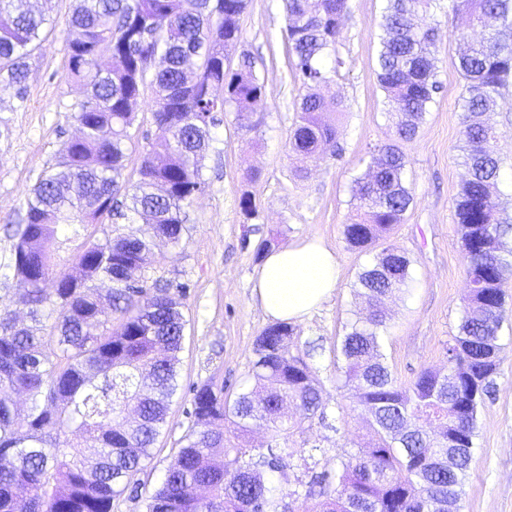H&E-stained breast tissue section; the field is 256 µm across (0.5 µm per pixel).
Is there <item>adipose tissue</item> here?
<instances>
[{
	"label": "adipose tissue",
	"mask_w": 512,
	"mask_h": 512,
	"mask_svg": "<svg viewBox=\"0 0 512 512\" xmlns=\"http://www.w3.org/2000/svg\"><path fill=\"white\" fill-rule=\"evenodd\" d=\"M338 278L335 253L320 241L304 240L265 255L254 295L270 320L299 322L332 297Z\"/></svg>",
	"instance_id": "adipose-tissue-1"
}]
</instances>
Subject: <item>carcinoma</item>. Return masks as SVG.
Returning a JSON list of instances; mask_svg holds the SVG:
<instances>
[{
    "label": "carcinoma",
    "instance_id": "1",
    "mask_svg": "<svg viewBox=\"0 0 512 512\" xmlns=\"http://www.w3.org/2000/svg\"><path fill=\"white\" fill-rule=\"evenodd\" d=\"M0 0V83L24 97L29 59L53 23V0ZM247 0H75L63 34L67 80L83 88L73 106L81 136L66 141L55 164L31 188L14 231L5 283L27 308L19 322L0 307V512H112L152 458L179 390L178 352L187 321L170 280L147 284L143 271L154 241L180 244L185 207L203 192V160L216 115L246 112L265 86L245 61L232 72L224 48L240 35ZM438 0H387L376 58L377 80L395 112L394 142L375 147L368 170L350 187L356 214L343 225L352 250L364 251L413 203L399 143L424 121L437 80ZM288 39L305 93L290 151L304 160L336 147L324 120L342 105L319 88L341 65L337 38L348 0H286ZM448 9L483 31L459 35L458 70L466 81L458 159L466 175L455 200V223L469 284L465 314L448 344V371L423 369L397 382L382 352L385 299L403 292L411 261L386 247L362 267L355 295L366 314L347 327L338 367L370 416L377 443L316 476L319 512H448L464 494L477 417L493 393L501 346L504 255L512 220L497 202L498 132L487 115L512 75V0H450ZM159 59L150 73L146 63ZM154 93L155 132L142 147L139 179L125 161L145 88ZM125 196L124 228L95 239L102 215ZM71 255L78 272L56 268ZM53 281L52 291L44 285ZM110 284L101 294L97 283ZM294 328L276 323L257 337L250 382L234 399L206 383L193 390V426L148 497L146 512H286L260 468L281 471L294 450L288 440L303 421L325 417L318 381L293 353ZM26 396L20 411L18 394ZM297 407L302 420L292 422ZM244 438L267 434L263 448L225 446L224 428Z\"/></svg>",
    "mask_w": 512,
    "mask_h": 512
}]
</instances>
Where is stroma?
I'll return each instance as SVG.
<instances>
[{
    "instance_id": "1",
    "label": "stroma",
    "mask_w": 512,
    "mask_h": 512,
    "mask_svg": "<svg viewBox=\"0 0 512 512\" xmlns=\"http://www.w3.org/2000/svg\"><path fill=\"white\" fill-rule=\"evenodd\" d=\"M73 2L56 0V28L29 61L25 96L0 86V274L12 260L14 239L8 227L18 224L30 189L54 164L63 142L78 133L70 106L82 93L66 81L60 33ZM439 3L434 19L441 89L416 137L402 145L405 181L414 201L402 224L361 253L347 247L342 230L355 213L352 179L364 173L370 149L392 136L389 106L376 77L386 0H348L349 13L337 44L344 64L321 88L325 97H338L346 104L345 112L327 116L338 129L339 152L311 156L301 177L289 150L300 83L291 69L285 0H248L240 38L224 53L235 64L250 57L266 97L247 116L226 112L212 127L214 149L202 169L207 185L187 208L183 240L176 247L157 241L149 258V279H171L186 286L179 296L188 321L179 354L180 390L152 459L134 477L136 491L116 497L112 512H145L146 498L160 485L192 425L189 411L196 387L211 383L231 397L245 385L256 338L269 324L253 295L264 241L280 247L320 240L335 252L340 268L333 296L294 325L298 347L311 342L317 347L307 363L327 409L325 419L304 422L290 436V447L317 446L320 467L330 468L374 437L355 397L341 386L336 366L342 361L339 348L345 326L365 308L353 294L356 276L384 247L404 252L412 273L408 289L386 301L382 341L387 364L404 385L423 369L446 368V347L457 332L467 294L454 218V201L464 178L458 146L465 83L457 69V36L467 23L448 13V0ZM488 118L500 133L499 204L512 215V80L502 88ZM245 194L259 212L250 221L239 207ZM504 291L500 368L493 396L478 415L476 448L460 512H512V273Z\"/></svg>"
}]
</instances>
